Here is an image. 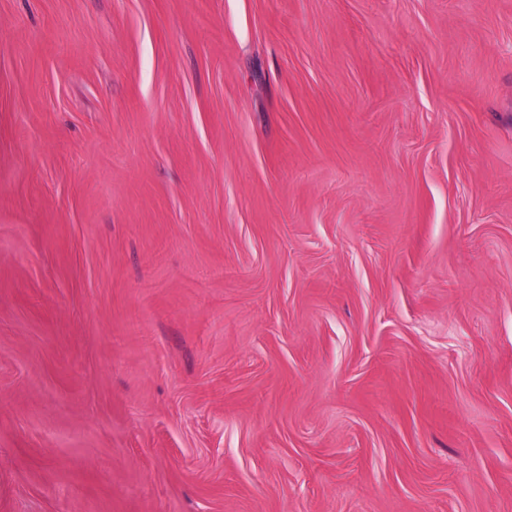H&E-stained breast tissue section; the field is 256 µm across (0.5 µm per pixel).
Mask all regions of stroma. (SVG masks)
<instances>
[{"label":"stroma","instance_id":"35a3bbf8","mask_svg":"<svg viewBox=\"0 0 512 512\" xmlns=\"http://www.w3.org/2000/svg\"><path fill=\"white\" fill-rule=\"evenodd\" d=\"M0 512H512V0H0Z\"/></svg>","mask_w":512,"mask_h":512}]
</instances>
